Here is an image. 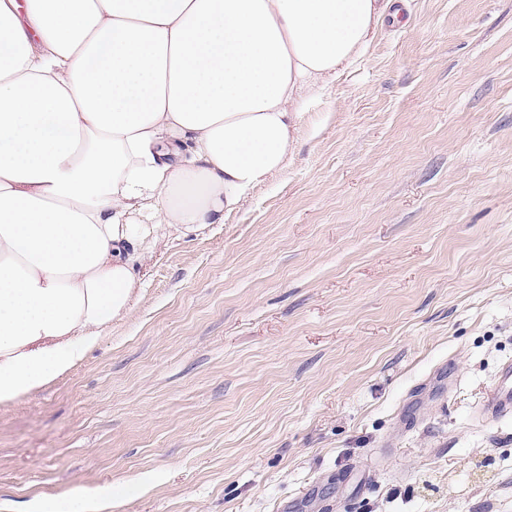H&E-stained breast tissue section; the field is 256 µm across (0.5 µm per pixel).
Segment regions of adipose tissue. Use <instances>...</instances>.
Here are the masks:
<instances>
[{"label": "adipose tissue", "mask_w": 512, "mask_h": 512, "mask_svg": "<svg viewBox=\"0 0 512 512\" xmlns=\"http://www.w3.org/2000/svg\"><path fill=\"white\" fill-rule=\"evenodd\" d=\"M396 0H0V405L127 316L142 246L220 224Z\"/></svg>", "instance_id": "1"}]
</instances>
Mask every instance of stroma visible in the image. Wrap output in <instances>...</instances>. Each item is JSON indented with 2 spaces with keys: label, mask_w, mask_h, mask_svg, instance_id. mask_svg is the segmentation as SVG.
<instances>
[{
  "label": "stroma",
  "mask_w": 512,
  "mask_h": 512,
  "mask_svg": "<svg viewBox=\"0 0 512 512\" xmlns=\"http://www.w3.org/2000/svg\"><path fill=\"white\" fill-rule=\"evenodd\" d=\"M406 3L286 169L0 405V512H512V0ZM482 415L496 420L512 415V362L504 363L481 404Z\"/></svg>",
  "instance_id": "obj_1"
}]
</instances>
